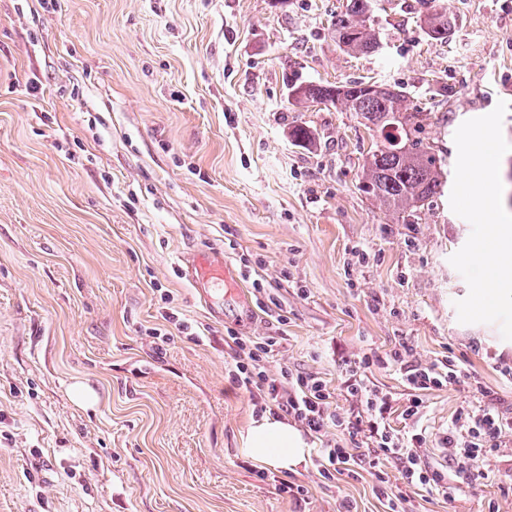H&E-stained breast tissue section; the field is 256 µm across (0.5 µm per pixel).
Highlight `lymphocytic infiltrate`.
<instances>
[{"instance_id":"1","label":"lymphocytic infiltrate","mask_w":512,"mask_h":512,"mask_svg":"<svg viewBox=\"0 0 512 512\" xmlns=\"http://www.w3.org/2000/svg\"><path fill=\"white\" fill-rule=\"evenodd\" d=\"M238 355L228 371L232 382L245 389L256 415L270 413L298 422L308 433L320 439L315 462L319 473L337 474L365 470L377 480H384L386 466H394L399 474L400 498L426 491L446 499L454 498L457 487L447 472L431 467L425 460L427 439L416 422L423 408V392L442 386H466L477 403L459 410L443 440L448 459L464 466L486 457L498 447L502 434L512 430V416L486 402L487 389L477 377L462 370L453 359L446 358L431 365L409 363L402 350L390 352L387 362L398 367L410 396L402 411L414 427L407 436L394 434L387 417L392 408L390 393L367 385L365 370L370 358L351 362L347 367L346 394L351 401L347 415L337 414L335 397L325 380L314 374L291 375L287 371L270 374L267 365L279 354L276 337L236 338ZM347 430L350 437L368 433L377 450L368 455H352L336 440L330 439V428Z\"/></svg>"}]
</instances>
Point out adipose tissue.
<instances>
[{
    "mask_svg": "<svg viewBox=\"0 0 512 512\" xmlns=\"http://www.w3.org/2000/svg\"><path fill=\"white\" fill-rule=\"evenodd\" d=\"M240 453L253 463L292 471L305 463L310 445L295 425L266 414L253 421L242 435Z\"/></svg>",
    "mask_w": 512,
    "mask_h": 512,
    "instance_id": "1",
    "label": "adipose tissue"
}]
</instances>
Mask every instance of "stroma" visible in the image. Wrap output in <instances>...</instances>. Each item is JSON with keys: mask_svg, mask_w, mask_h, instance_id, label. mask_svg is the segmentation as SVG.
<instances>
[{"mask_svg": "<svg viewBox=\"0 0 512 512\" xmlns=\"http://www.w3.org/2000/svg\"><path fill=\"white\" fill-rule=\"evenodd\" d=\"M345 3L0 0V512H388L397 471L380 497L364 471L263 472L240 454L255 414L226 374L238 336L277 337L271 373L319 374L340 414L345 362L402 342L414 361L454 359L512 412L499 326L457 318L468 285L449 258L469 222L446 195L397 222L360 189L358 117L287 89L399 85L453 172L458 127L512 105V0H444L442 44L425 33L431 0H372L381 47L356 56L332 33ZM297 124L315 149L290 141ZM198 249L235 275L220 321L180 271ZM367 376L405 432L399 371ZM78 382L93 407L73 401ZM423 399L426 460L443 470L473 397ZM479 468L455 500L420 492L403 512H512V432Z\"/></svg>", "mask_w": 512, "mask_h": 512, "instance_id": "35a3bbf8", "label": "stroma"}]
</instances>
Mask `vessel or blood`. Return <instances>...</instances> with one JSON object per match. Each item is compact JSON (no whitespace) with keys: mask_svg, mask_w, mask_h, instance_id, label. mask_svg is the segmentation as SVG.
I'll use <instances>...</instances> for the list:
<instances>
[{"mask_svg":"<svg viewBox=\"0 0 512 512\" xmlns=\"http://www.w3.org/2000/svg\"><path fill=\"white\" fill-rule=\"evenodd\" d=\"M182 272L189 282L204 291L203 300L215 318H223L225 282L231 280L233 271L224 254L219 250L194 253L182 260Z\"/></svg>","mask_w":512,"mask_h":512,"instance_id":"obj_1","label":"vessel or blood"}]
</instances>
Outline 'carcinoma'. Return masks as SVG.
Masks as SVG:
<instances>
[{
    "label": "carcinoma",
    "instance_id": "carcinoma-1",
    "mask_svg": "<svg viewBox=\"0 0 512 512\" xmlns=\"http://www.w3.org/2000/svg\"><path fill=\"white\" fill-rule=\"evenodd\" d=\"M455 26L448 10L427 15L425 29L433 41L446 42ZM336 43L352 54L378 51L371 0H347L345 12L336 18ZM288 97L294 105L308 102L353 112L373 132L376 141L363 157L361 183L365 193L392 210L405 224L420 219L446 183L444 165L432 146L421 137L420 113L411 111L406 95L394 88L383 94L369 91L360 81L342 85L291 83ZM291 142L307 150L317 147V137L305 124L289 129Z\"/></svg>",
    "mask_w": 512,
    "mask_h": 512
}]
</instances>
